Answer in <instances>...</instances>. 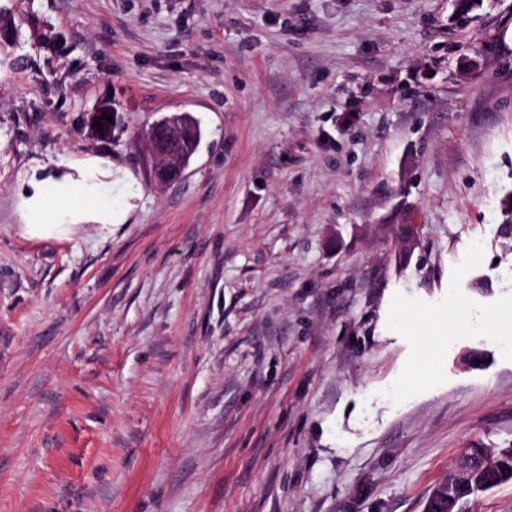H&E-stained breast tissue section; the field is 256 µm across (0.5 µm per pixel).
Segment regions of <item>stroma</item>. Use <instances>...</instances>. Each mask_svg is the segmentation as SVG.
<instances>
[{"label": "stroma", "mask_w": 512, "mask_h": 512, "mask_svg": "<svg viewBox=\"0 0 512 512\" xmlns=\"http://www.w3.org/2000/svg\"><path fill=\"white\" fill-rule=\"evenodd\" d=\"M10 6L60 38L0 64V512H424L512 448V0ZM89 166L120 221L26 234ZM180 124L188 125L194 129L192 140L184 147L183 150L182 146L188 140V134L186 132H183L179 136L170 139L165 143H156L153 141L151 149L155 157L165 159L169 163L168 165H178L177 161L180 158L179 163L185 168L189 166L193 159L202 138V130L199 121L191 115V113L175 112L162 117L150 127L148 136L152 138L156 137L164 128ZM417 326L421 329L427 348L424 369L419 372V374L431 376L436 366L437 350L443 341L442 336H447V330L446 332L439 331L438 329H435L436 327L434 328L433 325L426 322H421L420 324H417Z\"/></svg>", "instance_id": "1"}]
</instances>
